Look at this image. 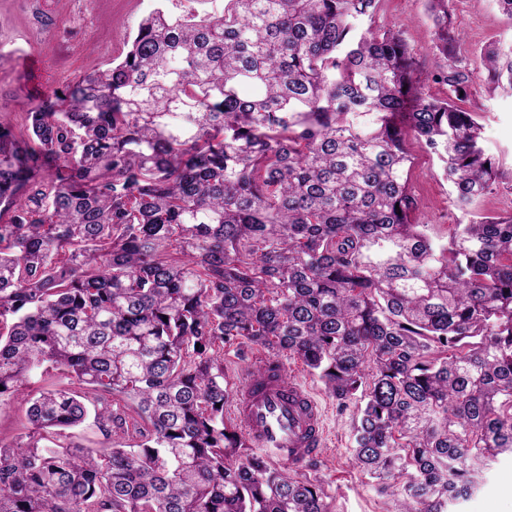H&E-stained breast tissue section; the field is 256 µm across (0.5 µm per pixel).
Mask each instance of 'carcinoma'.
<instances>
[{
	"label": "carcinoma",
	"instance_id": "carcinoma-1",
	"mask_svg": "<svg viewBox=\"0 0 512 512\" xmlns=\"http://www.w3.org/2000/svg\"><path fill=\"white\" fill-rule=\"evenodd\" d=\"M378 4L156 8L26 136L0 118V404L27 417L0 512H329L226 415V344L360 398L353 462L394 512H448L512 455V212L431 235L408 137L466 212L512 169L460 106L451 0L427 9L454 100L421 91L400 31H357ZM480 59L512 92V45ZM37 372L56 383L24 393ZM91 412L101 449L59 442Z\"/></svg>",
	"mask_w": 512,
	"mask_h": 512
}]
</instances>
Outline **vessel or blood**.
I'll return each mask as SVG.
<instances>
[{"mask_svg": "<svg viewBox=\"0 0 512 512\" xmlns=\"http://www.w3.org/2000/svg\"><path fill=\"white\" fill-rule=\"evenodd\" d=\"M233 416L253 451L274 464L301 463L324 443L320 406L304 386L287 379L278 363L245 376Z\"/></svg>", "mask_w": 512, "mask_h": 512, "instance_id": "1", "label": "vessel or blood"}]
</instances>
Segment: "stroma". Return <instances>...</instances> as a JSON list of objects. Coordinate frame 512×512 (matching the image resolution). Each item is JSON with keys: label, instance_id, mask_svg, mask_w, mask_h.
I'll list each match as a JSON object with an SVG mask.
<instances>
[{"label": "stroma", "instance_id": "35a3bbf8", "mask_svg": "<svg viewBox=\"0 0 512 512\" xmlns=\"http://www.w3.org/2000/svg\"><path fill=\"white\" fill-rule=\"evenodd\" d=\"M160 5L161 0H0V112L11 121L16 135L25 132L24 114L31 102L24 94L26 84L37 81L48 95L86 73L107 68L125 55L127 40L141 19ZM38 9L54 17L50 29L35 26L33 14ZM452 20L463 36L462 53L469 62L465 107L483 127L485 153L510 167L512 95L487 93L479 52L494 42H512V20L499 11L496 0H452ZM361 24L400 30L414 54L423 92L439 99L453 97L433 53L434 28L427 0H380L376 15L363 18ZM26 54L41 58L37 72L21 68ZM408 148L410 185L422 216L439 234L450 235L455 225L467 223L470 216L457 207L437 156L414 140ZM284 364L323 410L325 445L314 455L316 467L308 468L306 474L324 480L330 512H391V497L379 494L376 479L352 462L358 402L336 401L301 360L288 358ZM510 481L512 458H499L484 471L478 488L452 505L451 512H512V498L504 493Z\"/></svg>", "mask_w": 512, "mask_h": 512}]
</instances>
